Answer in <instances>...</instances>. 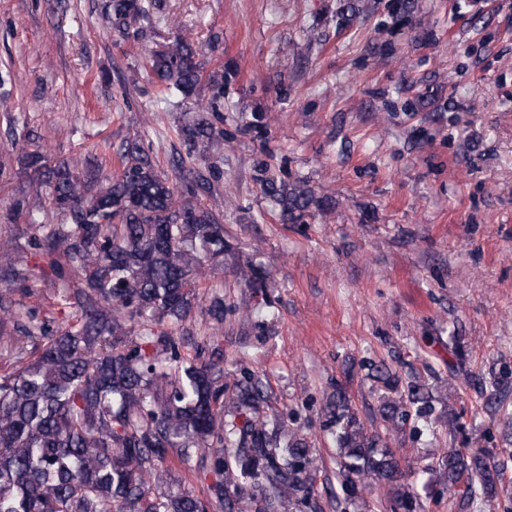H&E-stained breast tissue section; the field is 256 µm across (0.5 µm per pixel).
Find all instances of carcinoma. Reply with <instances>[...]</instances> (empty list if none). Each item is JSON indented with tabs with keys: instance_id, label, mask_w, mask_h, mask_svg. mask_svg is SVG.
Masks as SVG:
<instances>
[{
	"instance_id": "obj_1",
	"label": "carcinoma",
	"mask_w": 512,
	"mask_h": 512,
	"mask_svg": "<svg viewBox=\"0 0 512 512\" xmlns=\"http://www.w3.org/2000/svg\"><path fill=\"white\" fill-rule=\"evenodd\" d=\"M145 14L140 0L107 5L122 33ZM199 56L183 36L148 55L167 99L200 88ZM206 77L210 101L180 128L201 158L224 151V75ZM119 155L113 173L39 150L19 158L27 186L13 199V216L35 226L29 246L47 260L74 312L60 326L31 308L17 328L13 284L26 275L0 243V344L8 351L0 365V512H308L317 464L283 417L260 415L273 396L269 383L246 367L225 382L219 349L190 355L164 329L167 320L193 316L206 266L233 251L220 216L196 201L211 192L213 167L205 173L181 163L167 174L137 140ZM256 181L284 224L334 206L266 163ZM234 276L246 288L267 287L268 273L249 261ZM205 313L214 327L224 324V295L213 293ZM370 370L385 433L367 432L340 388L325 405V427L347 477L386 487L409 510L406 449L392 447L389 433L432 414L435 397L416 381L399 389L383 364ZM171 457L208 480L207 491L164 486L158 465ZM444 468L448 492L464 502L475 477L489 499L512 487L503 471L490 472L481 451L453 448Z\"/></svg>"
}]
</instances>
